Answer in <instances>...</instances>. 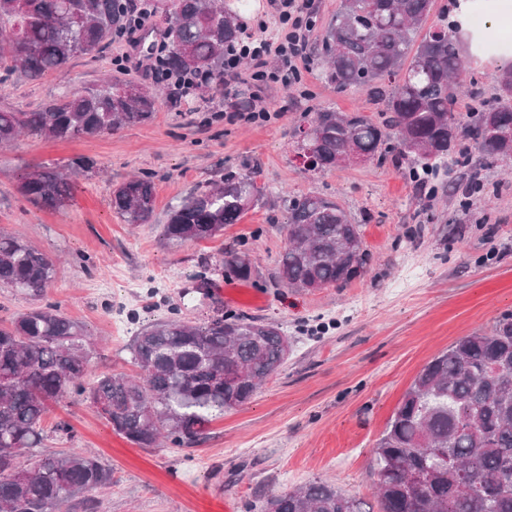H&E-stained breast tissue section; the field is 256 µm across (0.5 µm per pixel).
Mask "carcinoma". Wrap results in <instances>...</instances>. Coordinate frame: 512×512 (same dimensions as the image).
I'll return each instance as SVG.
<instances>
[{
    "label": "carcinoma",
    "mask_w": 512,
    "mask_h": 512,
    "mask_svg": "<svg viewBox=\"0 0 512 512\" xmlns=\"http://www.w3.org/2000/svg\"><path fill=\"white\" fill-rule=\"evenodd\" d=\"M432 0H341L318 46L325 82L344 92L374 89L384 97L382 120L323 108L308 123L315 157L310 170L335 168L354 151L379 165L404 160L419 190L434 196L435 179L471 159L454 152L466 133L482 159L493 163L512 149V81L494 101L462 124L455 99L461 29L419 28ZM134 0H0L7 63L0 83L20 72L37 79L65 73L76 45L99 51L134 20ZM246 31L221 0H174L160 66L175 79L224 86V56ZM156 92L118 79L70 90L38 112H0V144L21 134L55 139L97 136L147 123ZM94 173L77 158L67 171L42 167L25 173L19 193L29 202L60 209L71 197L70 172ZM265 196L247 172L226 170L217 183L197 188L168 210L163 236L171 243L203 241L235 224ZM150 179L134 176L112 189V206L128 224H146L154 210ZM288 243L279 277L290 288L316 290L363 277L370 261L360 225L337 201L318 194L288 199ZM57 272L49 254L18 235L0 232V285L44 296ZM216 272L251 274L248 255L224 252ZM83 326L46 303L0 326V512H62L79 495L104 487L111 472L73 448L44 453L42 423L52 404L71 395L92 404L130 443L190 447L213 420L246 405L285 363L287 333L277 324L237 315L199 325L177 317L154 323L130 343L142 371L89 378ZM374 455L376 497L382 512H512V313L484 333L464 336L416 376ZM263 512H371L366 503L329 481L312 480L269 496Z\"/></svg>",
    "instance_id": "carcinoma-1"
}]
</instances>
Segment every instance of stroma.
<instances>
[{
	"label": "stroma",
	"instance_id": "1",
	"mask_svg": "<svg viewBox=\"0 0 512 512\" xmlns=\"http://www.w3.org/2000/svg\"><path fill=\"white\" fill-rule=\"evenodd\" d=\"M125 51L115 42L77 55L62 76L14 74L0 84V111H37L106 75L153 86L152 59L135 51L117 66ZM466 51L462 78L476 85L456 101L463 118L470 105L496 96L503 72L487 48ZM245 101L269 119L225 121ZM322 107L376 121L385 104L361 89L336 93L312 59L296 89L229 81L176 105L160 98L146 124L0 145V231L19 232L60 258L45 299L84 326L93 374L131 372L134 334L174 312L193 323L223 313L272 322L292 342L286 363L251 402L214 420L207 438L190 448L137 447L89 402L60 400L43 422V450L83 448L111 470V483L91 493L99 512H261L268 496L319 478L373 501V448L414 378L458 338L489 331L512 312V157L483 165L472 141L461 139L484 183L464 211L458 202L467 181L458 170L454 188L434 197L414 189L401 163L310 172L295 157L299 130ZM79 156L98 170L74 176L65 208L38 207L19 194L25 172L62 168ZM228 168L252 173L264 198L213 239L169 244V205ZM131 174L155 186L149 223H124L112 207V186ZM308 193L337 198L361 225L371 254L362 278L311 292L280 281L288 199ZM233 248L247 253L249 280L213 274ZM207 269L204 288L199 275ZM60 418L72 426L75 444L53 433Z\"/></svg>",
	"mask_w": 512,
	"mask_h": 512
}]
</instances>
